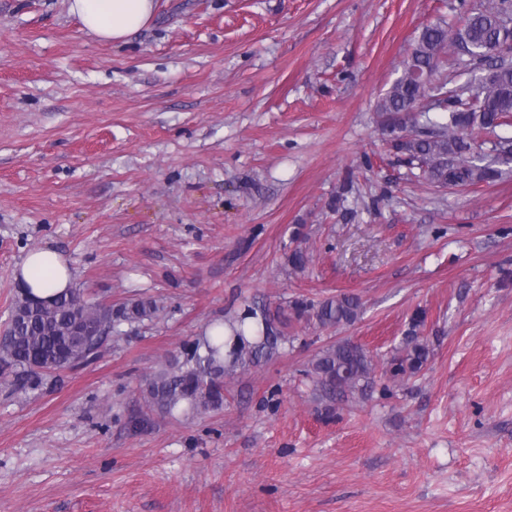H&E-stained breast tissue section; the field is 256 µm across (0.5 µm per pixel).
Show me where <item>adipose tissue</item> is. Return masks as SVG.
<instances>
[{"instance_id":"obj_1","label":"adipose tissue","mask_w":512,"mask_h":512,"mask_svg":"<svg viewBox=\"0 0 512 512\" xmlns=\"http://www.w3.org/2000/svg\"><path fill=\"white\" fill-rule=\"evenodd\" d=\"M69 10L97 39L120 43L149 22L154 0H70ZM15 280L31 295L47 298L71 288L74 276L63 255L38 249L18 264Z\"/></svg>"}]
</instances>
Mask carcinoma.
I'll return each instance as SVG.
<instances>
[{"instance_id":"obj_1","label":"carcinoma","mask_w":512,"mask_h":512,"mask_svg":"<svg viewBox=\"0 0 512 512\" xmlns=\"http://www.w3.org/2000/svg\"><path fill=\"white\" fill-rule=\"evenodd\" d=\"M512 0H491V5L471 4L460 18L461 26L430 25L424 28L403 63L401 75L377 104L390 132L405 116L420 110L431 92L444 94V109L429 121L433 131L397 135L391 148L422 176L443 187H470L502 175L498 164L512 161V140L497 130L512 126V60L487 50L508 39ZM458 49L467 59H455L451 74L440 72L444 50ZM493 138L496 156L487 162L474 153L473 134ZM306 251L297 246L288 254V266L302 272ZM9 334L0 341V364L24 380L61 369L58 357L70 350L71 359L95 356L123 325L139 326L155 318L157 303L150 298L105 304L74 288L52 298L44 309L32 307L21 297L13 307ZM362 304L348 294L317 301L295 298L288 309L271 308L252 301L186 345L181 354L157 369L142 389L149 410L162 416L205 413L219 409L231 394L227 381L237 373L272 359L297 336L298 324L321 329L350 326L360 319ZM424 315L415 313L402 342L391 356L377 359L361 345L341 340L322 348L305 370L316 390L329 401L363 398L373 388L376 370L397 379L418 374L428 363L431 349L419 335Z\"/></svg>"}]
</instances>
